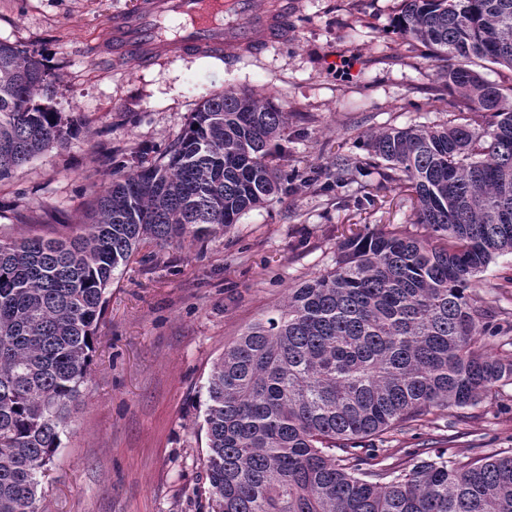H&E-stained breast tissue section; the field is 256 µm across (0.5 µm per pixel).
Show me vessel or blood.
<instances>
[{"instance_id":"obj_1","label":"vessel or blood","mask_w":512,"mask_h":512,"mask_svg":"<svg viewBox=\"0 0 512 512\" xmlns=\"http://www.w3.org/2000/svg\"><path fill=\"white\" fill-rule=\"evenodd\" d=\"M288 18L254 0H137L115 12L103 53L139 67L183 53L237 55L282 40Z\"/></svg>"}]
</instances>
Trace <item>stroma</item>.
I'll return each mask as SVG.
<instances>
[{
  "label": "stroma",
  "mask_w": 512,
  "mask_h": 512,
  "mask_svg": "<svg viewBox=\"0 0 512 512\" xmlns=\"http://www.w3.org/2000/svg\"><path fill=\"white\" fill-rule=\"evenodd\" d=\"M136 0H0V40L40 54L51 106L74 120L67 149L50 148L0 182V238L71 232L112 171L106 155L164 147L206 97L254 91L288 114L285 170H332L357 155L349 128L433 125L448 118L433 96L435 63L396 29L401 0H288L287 41L232 60L163 57L151 66L104 65L114 11ZM382 169L322 193L299 182L241 215L197 247L145 244L116 271L97 328L91 378L43 481L42 512H209L198 395L213 363L249 324L284 302L288 288L333 267L349 230L408 228L413 204L369 192ZM512 254L478 276L477 291L512 327V296L497 285ZM420 445L462 460L512 454V385L475 407L394 434V457Z\"/></svg>",
  "instance_id": "35a3bbf8"
}]
</instances>
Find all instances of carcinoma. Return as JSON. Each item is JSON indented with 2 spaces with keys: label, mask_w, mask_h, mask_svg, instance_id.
Returning a JSON list of instances; mask_svg holds the SVG:
<instances>
[{
  "label": "carcinoma",
  "mask_w": 512,
  "mask_h": 512,
  "mask_svg": "<svg viewBox=\"0 0 512 512\" xmlns=\"http://www.w3.org/2000/svg\"><path fill=\"white\" fill-rule=\"evenodd\" d=\"M400 34L441 63L448 120L370 130L324 188L384 169L415 199L420 234L339 243L333 268L288 289L214 362L205 386L211 512H512V455L412 452L385 463L369 437L478 405L512 385L503 331L477 274L512 253V0H402ZM497 74L489 80L485 71ZM41 60L0 41V181L66 147ZM287 113L249 92L206 98L164 148L112 158L78 231L0 240V512H39L42 479L90 375L115 272L140 247L230 230L292 175L273 163Z\"/></svg>",
  "instance_id": "obj_1"
}]
</instances>
